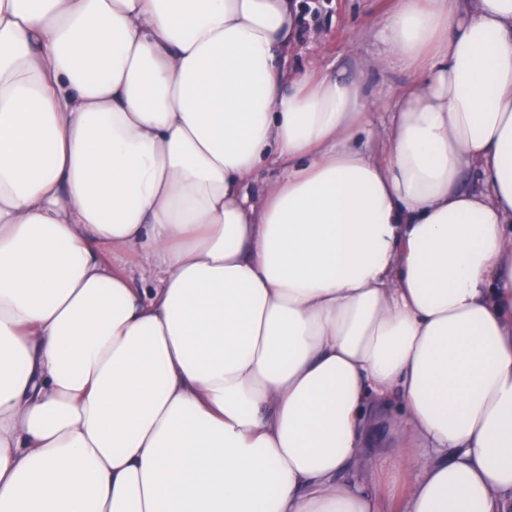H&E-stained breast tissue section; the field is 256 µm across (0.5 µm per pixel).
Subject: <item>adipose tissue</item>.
Masks as SVG:
<instances>
[{"instance_id":"obj_1","label":"adipose tissue","mask_w":512,"mask_h":512,"mask_svg":"<svg viewBox=\"0 0 512 512\" xmlns=\"http://www.w3.org/2000/svg\"><path fill=\"white\" fill-rule=\"evenodd\" d=\"M298 36L0 0V512H512V0ZM391 0H301L302 34L288 51L289 69H300L316 59L331 70L358 67L375 49L373 34ZM311 29L318 38L308 39Z\"/></svg>"}]
</instances>
